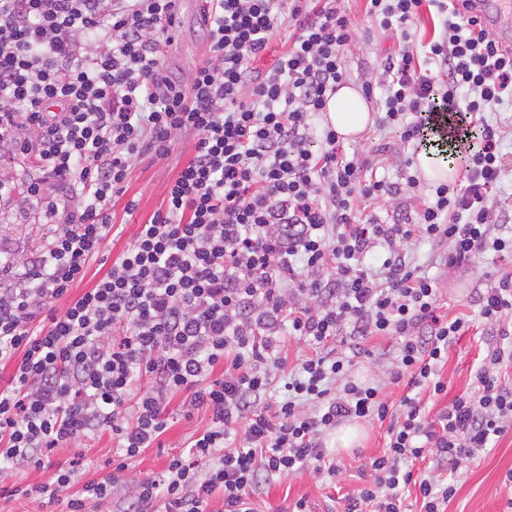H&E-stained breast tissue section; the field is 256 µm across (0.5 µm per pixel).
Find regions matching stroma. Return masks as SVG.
I'll return each instance as SVG.
<instances>
[{
    "instance_id": "1",
    "label": "stroma",
    "mask_w": 512,
    "mask_h": 512,
    "mask_svg": "<svg viewBox=\"0 0 512 512\" xmlns=\"http://www.w3.org/2000/svg\"><path fill=\"white\" fill-rule=\"evenodd\" d=\"M365 0H342L344 10L356 31L353 42L345 52V65L349 73V84L361 88L368 81H376L382 72L387 56L398 47L395 36L382 30L378 23L365 12ZM201 4L199 0H182L179 21L173 32V41L165 52V65L173 78H183L208 55V41L203 26L197 21ZM371 120L365 130L355 139L344 141L346 157L361 158L379 163L378 174L388 182L401 185L402 192L396 201L374 204L373 209L382 221L393 219L395 207L408 205L414 193H428L430 182H421L418 189L408 188L406 178L414 174V163L419 154L414 143L405 142L391 129H379L381 116L375 101H368ZM195 137L190 133L175 136L167 158H150L135 162L126 182V193L115 201L112 222L120 226L118 236L108 238L98 256L90 262L85 286L95 281L111 267L115 259L129 245L138 231L155 211L163 208L168 186L183 164L191 157ZM35 171L28 161L13 147L0 145V177L15 184L11 198L0 200V257L27 258L38 255L45 244L47 228L41 222L39 205L26 200L27 183ZM136 201L134 215L124 209L127 201ZM446 243L423 240L407 247L408 253L426 272L436 277L440 289V303L449 315L462 314L472 325L457 343L448 349V359L440 371L448 384L449 396L466 393L472 370L481 364L493 338L482 322L476 291L493 285L502 272L503 261L493 253L476 256L469 269H451L440 265L441 255L446 252ZM369 356L354 358L351 375L358 381L380 386L388 401L398 402L405 391L404 385L391 381V372L397 355V343L391 338H374L368 341ZM181 397H174L169 406V428L162 435V445L146 449L132 461L128 470V483L118 485L114 500L109 503L110 512H115L117 503L134 492L136 479L161 473L167 463L168 454L182 450L192 434L211 420L204 409L184 416L179 410ZM359 436L355 443L343 446L340 432L328 434L324 443L336 457L341 473L335 482L322 481L304 473L287 479L283 483L262 488L254 499L258 512H291L296 500L306 498L310 512H345L347 494L361 487L359 472L369 458L379 454L386 442V429L379 423L358 421ZM117 441L110 432H102L87 440L84 448L66 444L55 449L42 467L0 470V512H65V500L44 506L22 494L27 487L47 482L61 467L74 468L76 482L74 491L92 479L108 476L112 460L117 452ZM512 470V433L502 438L491 451L471 462H463L454 485L456 493L450 500L447 512H512V483L505 476Z\"/></svg>"
}]
</instances>
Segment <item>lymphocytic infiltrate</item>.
<instances>
[{
  "label": "lymphocytic infiltrate",
  "mask_w": 512,
  "mask_h": 512,
  "mask_svg": "<svg viewBox=\"0 0 512 512\" xmlns=\"http://www.w3.org/2000/svg\"><path fill=\"white\" fill-rule=\"evenodd\" d=\"M177 2L0 0V142L33 163L27 196L51 226L31 271L0 266L12 275L0 286V364L14 367L0 386V469L41 466L61 444L111 430L112 474L74 494L75 472L61 468L34 488L66 497L67 512H97L130 460L159 443L180 393L184 414L206 409L211 421L160 475L137 480L122 512H207L217 491L224 512H256L262 486L309 468L335 479L324 437L348 420L386 423L389 440L345 512H402L409 490L421 512H446L453 483L415 464L452 475L512 432V386L499 375L512 341L488 347L470 393L429 415L421 395L447 394L439 365L470 322L440 313L435 281L405 246L447 242L451 269L512 255V207L494 194L504 132L485 118L512 101V48L468 0H433L442 32L421 55L411 31L423 0H367L402 47L365 95L382 89L383 126L425 150L453 146L460 166L459 184L415 196L412 212L386 223L365 206L399 187L346 158L336 130L320 124L349 78L354 30L340 0H204L210 54L182 81L163 60ZM289 23L287 49L257 69ZM183 133L194 134V154L165 208L71 297L112 231V201L134 162L167 157ZM380 244L381 265L364 267ZM478 304L489 326L512 318V271ZM282 328L313 347L284 382ZM343 336L351 355L336 350ZM374 336L398 344L392 380L410 389L399 404L350 376ZM278 384L282 399L267 402ZM238 427L243 445L229 447Z\"/></svg>",
  "instance_id": "obj_1"
}]
</instances>
